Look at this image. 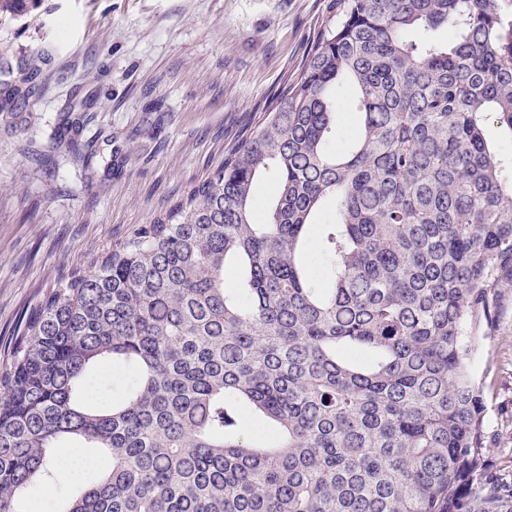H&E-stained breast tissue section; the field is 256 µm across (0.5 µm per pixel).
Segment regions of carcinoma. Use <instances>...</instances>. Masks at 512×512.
Here are the masks:
<instances>
[{
	"label": "carcinoma",
	"instance_id": "1",
	"mask_svg": "<svg viewBox=\"0 0 512 512\" xmlns=\"http://www.w3.org/2000/svg\"><path fill=\"white\" fill-rule=\"evenodd\" d=\"M327 13L222 165L26 317L0 366V512H31L63 442L105 465L62 512H512L469 368L512 275V182L483 131L512 130V0ZM439 28L453 38L408 39ZM343 81L361 114L347 153L327 147ZM233 261L248 277L227 288ZM108 365L132 380L99 404L84 384ZM276 185V173L273 169L267 170L263 178L256 185L254 197V209L256 215L265 218L269 206L274 201V189Z\"/></svg>",
	"mask_w": 512,
	"mask_h": 512
}]
</instances>
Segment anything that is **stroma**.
<instances>
[{
  "instance_id": "1",
  "label": "stroma",
  "mask_w": 512,
  "mask_h": 512,
  "mask_svg": "<svg viewBox=\"0 0 512 512\" xmlns=\"http://www.w3.org/2000/svg\"><path fill=\"white\" fill-rule=\"evenodd\" d=\"M329 0H37L0 16V363L25 313L81 262L150 223L216 169L303 65ZM90 104L76 109L82 99ZM333 144L353 142L338 84ZM93 159L60 142L64 122ZM485 457L512 479V282L476 331Z\"/></svg>"
}]
</instances>
